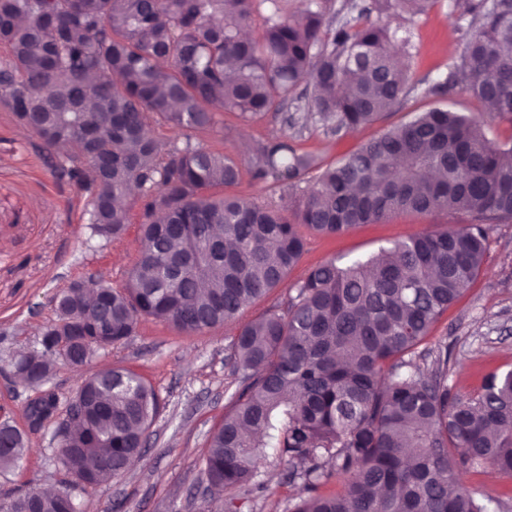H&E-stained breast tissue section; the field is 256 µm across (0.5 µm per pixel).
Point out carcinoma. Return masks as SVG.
Instances as JSON below:
<instances>
[{"instance_id":"1","label":"carcinoma","mask_w":512,"mask_h":512,"mask_svg":"<svg viewBox=\"0 0 512 512\" xmlns=\"http://www.w3.org/2000/svg\"><path fill=\"white\" fill-rule=\"evenodd\" d=\"M438 2L354 0L333 15L327 0H307L289 17L285 0H0V107L41 140L52 174L83 193L91 233L121 238L129 209L114 201L133 185L145 199L125 282L90 274L78 300L59 290L55 318L11 370L46 392L58 365L86 366L102 352L91 320L111 324L114 346L143 319L186 334L232 321L298 265L306 229L336 235L397 213L463 212L467 224L364 260H324L284 306L240 328L229 364L242 386L211 434L204 473L225 491L224 512L265 490L256 460L268 449L297 487L288 512H500L460 473L512 474V369L465 399L448 385V349H417L480 274L494 225L512 222V138L486 135L494 121L512 122V0H446L448 16L473 32L423 89H461L491 112H416L327 166L285 133L258 140L252 177L281 190L277 204L224 194L240 166L197 140L221 112L246 123L271 114L336 138L376 123L416 90L397 58L411 48L410 28L391 19L411 21ZM259 15L258 34L245 37ZM152 118L187 131L185 141L150 136ZM76 393L90 420L55 458L94 489L146 448L159 399L121 366ZM23 415L22 431L0 424L1 472L20 465L50 418ZM336 478L340 491H321ZM69 484L14 512H81Z\"/></svg>"}]
</instances>
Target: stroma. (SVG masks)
Here are the masks:
<instances>
[{"label":"stroma","mask_w":512,"mask_h":512,"mask_svg":"<svg viewBox=\"0 0 512 512\" xmlns=\"http://www.w3.org/2000/svg\"><path fill=\"white\" fill-rule=\"evenodd\" d=\"M413 33L416 49L406 62L413 82L420 83L455 58L448 41L462 39L465 31L439 6L416 19ZM438 103L434 96L413 97L402 109L351 135L331 138L312 126L295 134L294 144L298 151L331 164L387 126L409 120L413 111ZM283 131L277 119L246 124L227 112L205 141L239 163L237 193L274 202L278 189L251 178L248 147ZM39 144L0 109V368L35 345L41 326L54 316L50 299L58 290L92 273L121 285L139 247L142 203L131 204V222L120 239L89 240L82 217L84 197L72 185L52 178ZM468 221L460 212L400 213L336 236L311 234L299 265L238 321L197 334L141 321L132 336L93 365L115 363L141 375L158 394L160 410L142 457L121 479L81 495V502L94 504L95 512H224L223 500L202 492V462L211 432L241 386L227 356L242 323L286 302L307 268L328 257L364 258L391 242ZM440 344L451 354L448 382L461 396L476 397L487 374L512 368V222L495 225L480 275L439 317L424 342L428 348ZM54 445L52 430L32 436L23 464L0 474V488L22 492L56 487L63 473L52 456ZM258 470L268 479L269 489L265 498L244 503L243 512H287L296 488L283 481L276 458L260 460ZM462 479L468 489L499 499L503 512H512L511 475L476 466L463 471Z\"/></svg>","instance_id":"stroma-1"}]
</instances>
